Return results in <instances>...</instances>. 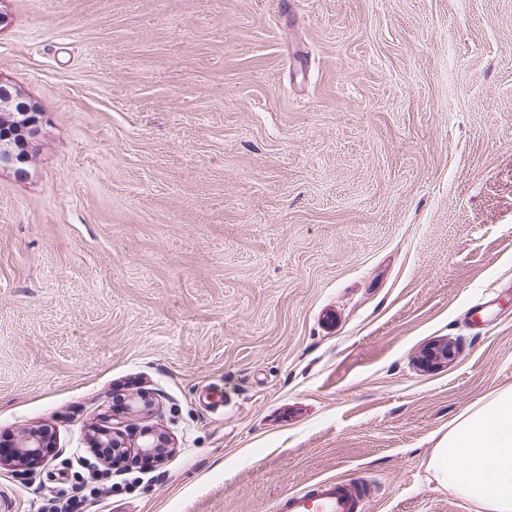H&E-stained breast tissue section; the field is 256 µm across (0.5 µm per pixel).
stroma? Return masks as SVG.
<instances>
[{
    "label": "stroma",
    "mask_w": 512,
    "mask_h": 512,
    "mask_svg": "<svg viewBox=\"0 0 512 512\" xmlns=\"http://www.w3.org/2000/svg\"><path fill=\"white\" fill-rule=\"evenodd\" d=\"M44 120L0 169V512L124 459L83 512H471L431 480L512 385V0H0ZM450 345L425 366L422 352ZM135 413L119 402L134 394ZM92 444V448H96L100 456L111 461L113 464L124 457L123 453L113 450V448H127L119 432L105 428L98 429ZM28 437L24 440L21 446V452L19 453L16 461H1L0 466H12L14 470H19L22 473L34 470L45 463L47 458H43L44 448H48L50 441L46 431H31L25 436ZM366 496L363 485L326 478L306 489L286 492L278 499L276 512H359Z\"/></svg>",
    "instance_id": "obj_1"
}]
</instances>
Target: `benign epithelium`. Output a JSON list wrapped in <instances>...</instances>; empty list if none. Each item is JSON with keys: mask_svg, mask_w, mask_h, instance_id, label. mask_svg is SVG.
<instances>
[{"mask_svg": "<svg viewBox=\"0 0 512 512\" xmlns=\"http://www.w3.org/2000/svg\"><path fill=\"white\" fill-rule=\"evenodd\" d=\"M42 124V111L38 105L26 98L15 87L0 82V138L9 140L4 157H0V168H9L21 178L26 175L24 169L27 154L33 143L34 133ZM50 444L48 433L31 431L21 446L17 460L1 461L0 466H11L23 473L32 471L35 466L45 463L44 448ZM95 448H123L125 443L117 431L102 428L93 440ZM136 448L144 452H161L165 448L162 436L150 431L143 434V440Z\"/></svg>", "mask_w": 512, "mask_h": 512, "instance_id": "obj_1", "label": "benign epithelium"}]
</instances>
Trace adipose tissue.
<instances>
[{"label":"adipose tissue","mask_w":512,"mask_h":512,"mask_svg":"<svg viewBox=\"0 0 512 512\" xmlns=\"http://www.w3.org/2000/svg\"><path fill=\"white\" fill-rule=\"evenodd\" d=\"M437 484L474 512H512V386L459 414L432 449Z\"/></svg>","instance_id":"1"}]
</instances>
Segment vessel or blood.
Returning <instances> with one entry per match:
<instances>
[{
  "mask_svg": "<svg viewBox=\"0 0 512 512\" xmlns=\"http://www.w3.org/2000/svg\"><path fill=\"white\" fill-rule=\"evenodd\" d=\"M366 495L364 486L326 478L306 489L286 492L279 498L276 512H359Z\"/></svg>",
  "mask_w": 512,
  "mask_h": 512,
  "instance_id": "1",
  "label": "vessel or blood"
}]
</instances>
